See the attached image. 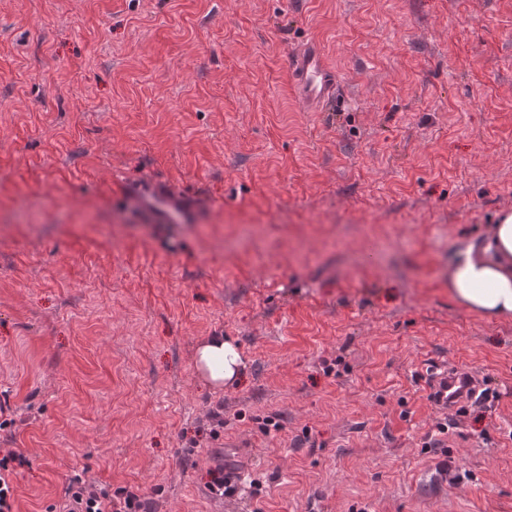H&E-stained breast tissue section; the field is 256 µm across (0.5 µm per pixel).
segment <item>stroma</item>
Returning <instances> with one entry per match:
<instances>
[{
  "label": "stroma",
  "mask_w": 512,
  "mask_h": 512,
  "mask_svg": "<svg viewBox=\"0 0 512 512\" xmlns=\"http://www.w3.org/2000/svg\"><path fill=\"white\" fill-rule=\"evenodd\" d=\"M310 42L337 75L315 112ZM142 178L194 222L131 206ZM509 213L512 0H0L19 512L77 476L157 512H512V320L448 292ZM216 335L246 362L219 391L193 361ZM431 363L492 399L441 410ZM290 69L301 96L322 106L332 98L336 73L314 43L304 46L291 61ZM123 190L132 203L159 224H185L192 219L198 205L196 198L148 179L127 183Z\"/></svg>",
  "instance_id": "obj_1"
}]
</instances>
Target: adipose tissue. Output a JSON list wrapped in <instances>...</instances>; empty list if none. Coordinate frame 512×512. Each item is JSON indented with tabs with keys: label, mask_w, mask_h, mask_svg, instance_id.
<instances>
[{
	"label": "adipose tissue",
	"mask_w": 512,
	"mask_h": 512,
	"mask_svg": "<svg viewBox=\"0 0 512 512\" xmlns=\"http://www.w3.org/2000/svg\"><path fill=\"white\" fill-rule=\"evenodd\" d=\"M448 287L468 311L512 319V214L494 224L483 241L461 251L448 269ZM194 363L200 377L214 387L232 385L245 368L238 347L221 336L199 344Z\"/></svg>",
	"instance_id": "obj_1"
}]
</instances>
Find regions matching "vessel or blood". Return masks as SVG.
<instances>
[{
  "label": "vessel or blood",
  "mask_w": 512,
  "mask_h": 512,
  "mask_svg": "<svg viewBox=\"0 0 512 512\" xmlns=\"http://www.w3.org/2000/svg\"><path fill=\"white\" fill-rule=\"evenodd\" d=\"M290 69L301 96L307 102L321 105L331 99L336 73L316 44L304 46L292 60ZM124 190L132 203L160 224L187 223L198 205L196 198L148 179L125 184ZM480 384V376L472 369L448 366L433 372L428 386L439 405L453 411L467 401Z\"/></svg>",
  "instance_id": "1"
}]
</instances>
